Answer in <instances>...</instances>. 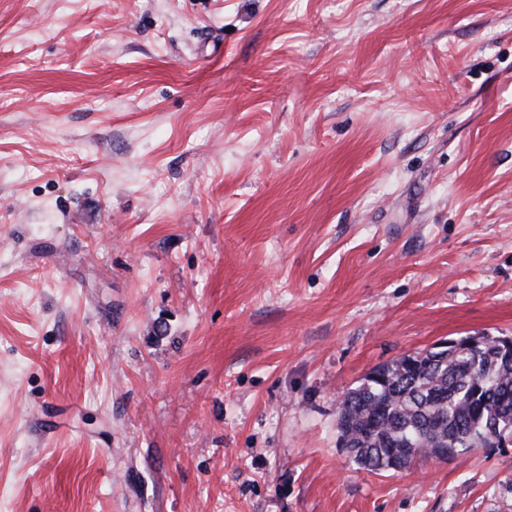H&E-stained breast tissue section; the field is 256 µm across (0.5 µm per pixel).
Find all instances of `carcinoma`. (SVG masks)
I'll return each instance as SVG.
<instances>
[{"instance_id": "obj_1", "label": "carcinoma", "mask_w": 512, "mask_h": 512, "mask_svg": "<svg viewBox=\"0 0 512 512\" xmlns=\"http://www.w3.org/2000/svg\"><path fill=\"white\" fill-rule=\"evenodd\" d=\"M337 442L370 472L435 448L452 459L512 436V342L431 347L373 368L338 403Z\"/></svg>"}]
</instances>
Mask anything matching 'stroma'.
<instances>
[{"mask_svg":"<svg viewBox=\"0 0 512 512\" xmlns=\"http://www.w3.org/2000/svg\"><path fill=\"white\" fill-rule=\"evenodd\" d=\"M482 334L512 0H0V512H512V443L337 445Z\"/></svg>","mask_w":512,"mask_h":512,"instance_id":"35a3bbf8","label":"stroma"}]
</instances>
